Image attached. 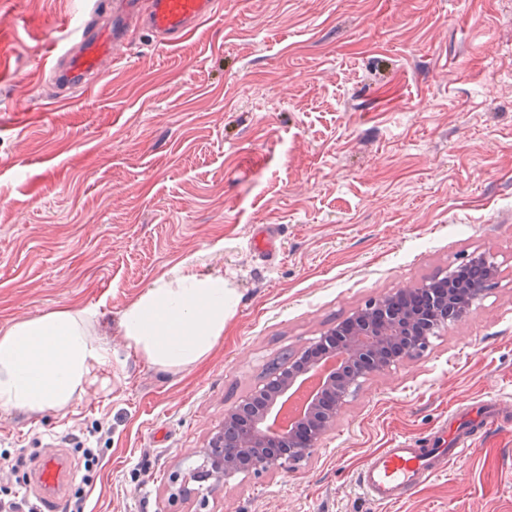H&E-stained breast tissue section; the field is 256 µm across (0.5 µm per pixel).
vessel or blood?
Masks as SVG:
<instances>
[{"label": "vessel or blood", "mask_w": 512, "mask_h": 512, "mask_svg": "<svg viewBox=\"0 0 512 512\" xmlns=\"http://www.w3.org/2000/svg\"><path fill=\"white\" fill-rule=\"evenodd\" d=\"M222 0H92L87 16L76 26L70 40L50 59L48 71L64 100L79 88L89 87L104 60L120 62L123 48L139 32L175 45L211 19ZM473 438L449 433L440 425L430 435L403 441L373 453L357 474L359 489L380 506L407 499L429 479L447 473L450 466L472 450ZM34 483L47 512H54L67 480L55 455L43 457L35 466Z\"/></svg>", "instance_id": "1"}]
</instances>
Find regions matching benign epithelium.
<instances>
[{"label":"benign epithelium","instance_id":"benign-epithelium-1","mask_svg":"<svg viewBox=\"0 0 512 512\" xmlns=\"http://www.w3.org/2000/svg\"><path fill=\"white\" fill-rule=\"evenodd\" d=\"M452 276L445 275L447 288L410 308L400 310L396 301L423 292L420 285L367 302L350 316L351 331L343 338L336 339L334 327L272 368L262 383L225 410L224 429L201 450L203 464L192 480L278 470L310 455L334 428L362 379L389 370L406 356L423 354L432 337L461 318ZM326 358L333 361L331 370L321 376L303 414L288 430L275 429L271 420L278 399L303 384Z\"/></svg>","mask_w":512,"mask_h":512}]
</instances>
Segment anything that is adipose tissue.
<instances>
[{
	"label": "adipose tissue",
	"mask_w": 512,
	"mask_h": 512,
	"mask_svg": "<svg viewBox=\"0 0 512 512\" xmlns=\"http://www.w3.org/2000/svg\"><path fill=\"white\" fill-rule=\"evenodd\" d=\"M236 305L223 275L174 269L122 311L125 346L157 370H191L211 357ZM95 322L89 310L62 308L0 330V409L60 411L80 399L95 371L112 363Z\"/></svg>",
	"instance_id": "obj_1"
}]
</instances>
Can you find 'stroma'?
I'll use <instances>...</instances> for the list:
<instances>
[{
  "label": "stroma",
  "mask_w": 512,
  "mask_h": 512,
  "mask_svg": "<svg viewBox=\"0 0 512 512\" xmlns=\"http://www.w3.org/2000/svg\"><path fill=\"white\" fill-rule=\"evenodd\" d=\"M174 47L135 38L93 89L43 70L81 0H0V329L93 308L112 369L62 411L0 410V498L53 448L90 512H512V0H223ZM275 264L250 242L266 225ZM494 287L421 356L365 378L291 466L191 481L225 409L371 299L479 256ZM238 305L202 366L130 355L123 309L173 268ZM496 399L500 426L404 503L370 453ZM103 461L81 482L82 448ZM189 479L190 496L174 477Z\"/></svg>",
  "instance_id": "1"
}]
</instances>
